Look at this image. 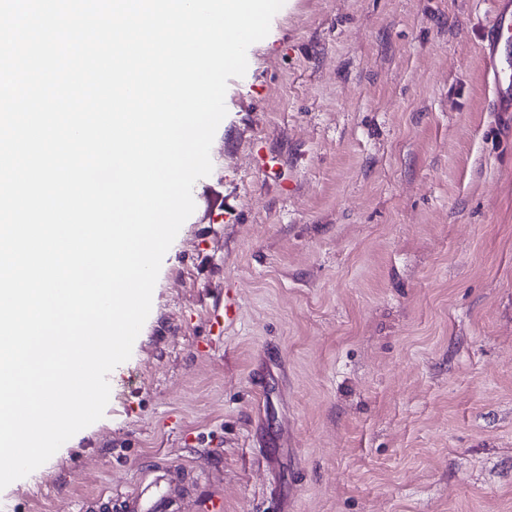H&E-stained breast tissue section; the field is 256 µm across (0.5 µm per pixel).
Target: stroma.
Here are the masks:
<instances>
[{
    "instance_id": "stroma-1",
    "label": "stroma",
    "mask_w": 512,
    "mask_h": 512,
    "mask_svg": "<svg viewBox=\"0 0 512 512\" xmlns=\"http://www.w3.org/2000/svg\"><path fill=\"white\" fill-rule=\"evenodd\" d=\"M489 0H285L228 81L193 214L102 419L0 491L77 512H512V114ZM236 321L197 345L217 287ZM490 24L484 31L482 53L491 64L490 74L494 86L492 110L494 112H512V82L501 76L497 67L499 52L508 35L512 34V2L493 0ZM107 497V501L104 498ZM168 496L165 493L156 492L150 496L144 495V489L139 485L128 490L105 491L97 497V507L106 508L114 499L124 504V512H163L166 510Z\"/></svg>"
}]
</instances>
